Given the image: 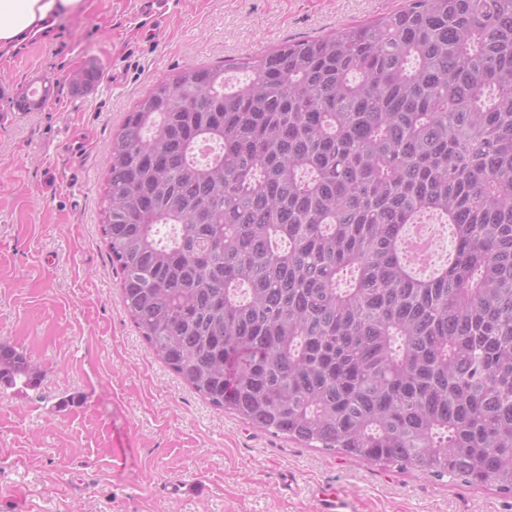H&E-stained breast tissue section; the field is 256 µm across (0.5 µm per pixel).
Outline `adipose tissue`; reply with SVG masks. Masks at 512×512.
<instances>
[{
  "label": "adipose tissue",
  "mask_w": 512,
  "mask_h": 512,
  "mask_svg": "<svg viewBox=\"0 0 512 512\" xmlns=\"http://www.w3.org/2000/svg\"><path fill=\"white\" fill-rule=\"evenodd\" d=\"M86 0H0V53L36 37L52 22L83 9Z\"/></svg>",
  "instance_id": "obj_1"
}]
</instances>
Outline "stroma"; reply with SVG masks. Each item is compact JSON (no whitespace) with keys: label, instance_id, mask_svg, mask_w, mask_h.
Masks as SVG:
<instances>
[{"label":"stroma","instance_id":"obj_1","mask_svg":"<svg viewBox=\"0 0 512 512\" xmlns=\"http://www.w3.org/2000/svg\"><path fill=\"white\" fill-rule=\"evenodd\" d=\"M405 0H87L0 54V343L42 375L0 387V512H317L333 484L356 512H512V496L301 446L211 407L170 372L120 301L100 224L113 133L152 84L189 63L240 61ZM102 71L87 94L67 76ZM52 99L16 114L20 92ZM297 484L283 490L280 476Z\"/></svg>","mask_w":512,"mask_h":512}]
</instances>
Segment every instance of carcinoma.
<instances>
[{
	"label": "carcinoma",
	"instance_id": "carcinoma-1",
	"mask_svg": "<svg viewBox=\"0 0 512 512\" xmlns=\"http://www.w3.org/2000/svg\"><path fill=\"white\" fill-rule=\"evenodd\" d=\"M242 67L227 88L185 65L112 138L102 232L128 316L256 428L512 493V0H406ZM427 215L454 254L421 277L403 231ZM0 383L41 384L8 342Z\"/></svg>",
	"mask_w": 512,
	"mask_h": 512
}]
</instances>
